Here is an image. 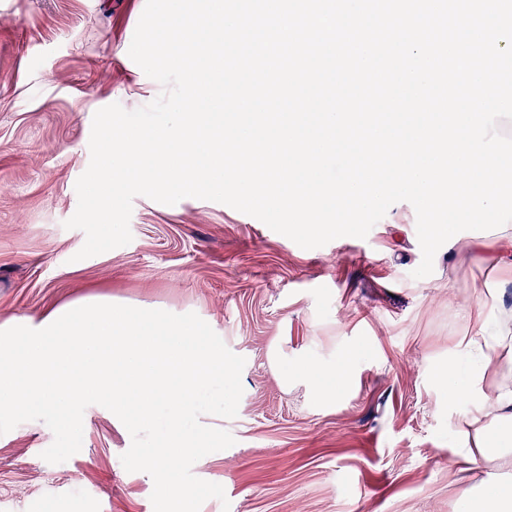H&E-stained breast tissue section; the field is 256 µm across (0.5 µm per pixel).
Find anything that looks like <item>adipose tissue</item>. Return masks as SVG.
Listing matches in <instances>:
<instances>
[{
    "instance_id": "1",
    "label": "adipose tissue",
    "mask_w": 512,
    "mask_h": 512,
    "mask_svg": "<svg viewBox=\"0 0 512 512\" xmlns=\"http://www.w3.org/2000/svg\"><path fill=\"white\" fill-rule=\"evenodd\" d=\"M439 379L451 386L454 399L471 405L472 411L461 422L460 430L478 454H485L499 433L512 428V384L501 382L494 390H486L483 373L461 378L453 359L441 366Z\"/></svg>"
}]
</instances>
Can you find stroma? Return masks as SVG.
<instances>
[{
	"label": "stroma",
	"mask_w": 512,
	"mask_h": 512,
	"mask_svg": "<svg viewBox=\"0 0 512 512\" xmlns=\"http://www.w3.org/2000/svg\"><path fill=\"white\" fill-rule=\"evenodd\" d=\"M146 0H0V323L40 317L98 294L174 314L196 313L246 360L228 449L194 464L225 500L200 512H460L464 488L512 487V458L464 462L468 412L437 375L476 330L460 308L512 310V281L459 251V232L415 279L416 212L393 204L366 238L304 249L230 206L185 198L133 201L132 241L76 260L85 242L64 223L90 163L95 112L133 110L162 91L128 51ZM350 384L319 402L289 370L313 362ZM40 421L0 435V512H154V483L126 471L131 436L101 411L83 420L81 450L51 464Z\"/></svg>",
	"instance_id": "stroma-1"
}]
</instances>
